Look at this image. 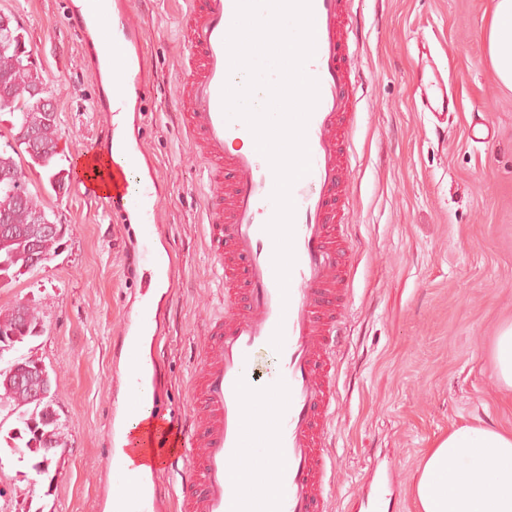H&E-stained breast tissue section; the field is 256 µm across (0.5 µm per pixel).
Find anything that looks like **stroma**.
I'll return each mask as SVG.
<instances>
[{
    "mask_svg": "<svg viewBox=\"0 0 512 512\" xmlns=\"http://www.w3.org/2000/svg\"><path fill=\"white\" fill-rule=\"evenodd\" d=\"M68 0H0L21 29L53 99L59 154L51 168L23 164L30 189L69 232L58 254L0 288V307L39 311L45 331L20 346L41 359L65 443L39 474L0 447V512H100L102 460L122 389L113 344L137 303L141 270L127 256L143 240L74 185L53 190L51 172H75V152L93 144L103 96L62 23ZM494 0H364L352 66L361 78L351 142L354 247L352 304L340 324L339 400L329 434L336 468L332 512H365L380 488L382 512H416L420 460L454 426L512 429V394L494 375L491 344L512 320V91L491 67L484 31ZM183 0H150L143 18L152 87L138 135L163 182L152 243L174 274L159 358L166 411L193 406L187 384L209 317L229 314L223 277L201 231L208 183L172 103L185 70L179 40ZM428 40L458 100L442 127L414 103L417 43ZM496 129L468 139L473 112Z\"/></svg>",
    "mask_w": 512,
    "mask_h": 512,
    "instance_id": "obj_1",
    "label": "stroma"
}]
</instances>
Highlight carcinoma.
Wrapping results in <instances>:
<instances>
[{
  "mask_svg": "<svg viewBox=\"0 0 512 512\" xmlns=\"http://www.w3.org/2000/svg\"><path fill=\"white\" fill-rule=\"evenodd\" d=\"M21 27L13 24L10 17L0 15V112L15 118L13 128L15 147L0 149V172L22 173L16 156L27 153L31 164L42 168L51 165L58 155L56 117L48 115L26 92L28 71L26 57L30 54ZM33 132L39 150L26 152V144L20 136ZM10 214L11 223L19 229L32 224H49L38 195L27 186L18 188L13 183L0 181V211ZM64 236L50 234L40 240V249L53 257L63 245ZM37 270L29 263L24 245L19 239L0 236V287L13 279ZM45 331L39 312L25 307L24 317H19L15 307L0 308V411L6 410L16 416L17 426L8 436L7 445L28 460L39 473L48 471L53 460V450L62 447L59 418L54 407V398L37 399L43 380L40 378V360L31 356L12 357L10 352ZM22 365L30 369L26 386L20 387L7 376L6 368Z\"/></svg>",
  "mask_w": 512,
  "mask_h": 512,
  "instance_id": "carcinoma-1",
  "label": "carcinoma"
}]
</instances>
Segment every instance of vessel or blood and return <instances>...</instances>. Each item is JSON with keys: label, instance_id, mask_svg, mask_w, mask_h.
Masks as SVG:
<instances>
[{"label": "vessel or blood", "instance_id": "1", "mask_svg": "<svg viewBox=\"0 0 512 512\" xmlns=\"http://www.w3.org/2000/svg\"><path fill=\"white\" fill-rule=\"evenodd\" d=\"M185 3L180 40L187 65L175 110L214 187L203 205L204 239L224 274V302L232 312L206 325L190 383L192 415L165 416L140 340L159 334L155 297L169 287L172 269L151 244L133 253V265L145 267L147 279L118 342L129 366V402L112 420L106 486L120 512H165L156 478L177 469L185 474L175 490L180 512H329L337 324L350 280L343 222L357 104L350 66L351 48L359 43L354 0H311L315 53L305 70L318 82L319 101L306 128L311 171L291 189L295 263L284 291L265 229L275 211L274 173L256 148H239L250 130L223 110L224 85L243 87L246 77L230 71L225 44L236 0ZM65 25L81 34L92 77H108L112 88V118L102 140L112 167L82 174L77 191L102 198L113 213L134 210L153 224L159 183L142 166V145L124 139L118 120L137 111L150 88L143 23L129 0H84L69 6ZM417 49L422 109L443 116L455 99L429 44ZM235 473L243 487L231 492L226 485Z\"/></svg>", "mask_w": 512, "mask_h": 512}]
</instances>
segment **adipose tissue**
<instances>
[{
	"mask_svg": "<svg viewBox=\"0 0 512 512\" xmlns=\"http://www.w3.org/2000/svg\"><path fill=\"white\" fill-rule=\"evenodd\" d=\"M487 41L497 78L512 89V0H497ZM413 498L417 512H512V429L449 430L424 454Z\"/></svg>",
	"mask_w": 512,
	"mask_h": 512,
	"instance_id": "ef3b65f1",
	"label": "adipose tissue"
}]
</instances>
